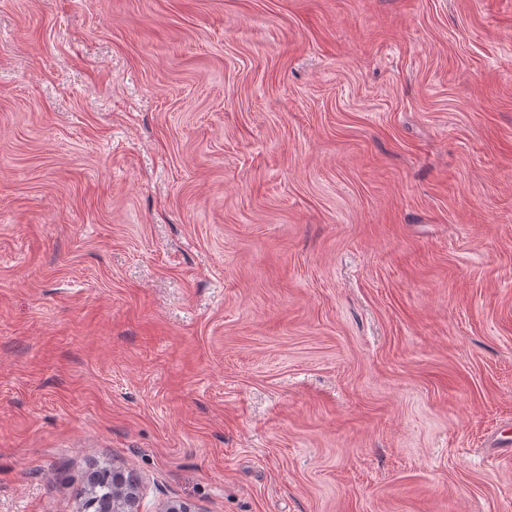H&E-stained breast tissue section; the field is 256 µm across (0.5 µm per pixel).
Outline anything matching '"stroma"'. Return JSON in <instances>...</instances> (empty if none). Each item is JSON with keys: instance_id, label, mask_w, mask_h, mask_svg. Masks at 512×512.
<instances>
[{"instance_id": "obj_1", "label": "stroma", "mask_w": 512, "mask_h": 512, "mask_svg": "<svg viewBox=\"0 0 512 512\" xmlns=\"http://www.w3.org/2000/svg\"><path fill=\"white\" fill-rule=\"evenodd\" d=\"M512 0H0V512H512ZM108 467L99 468L90 480L89 486H83L77 492L82 498L83 512H104L105 505L112 498L115 474ZM118 474V473H117ZM116 479L115 499L106 507V512H138L137 486L122 474Z\"/></svg>"}]
</instances>
